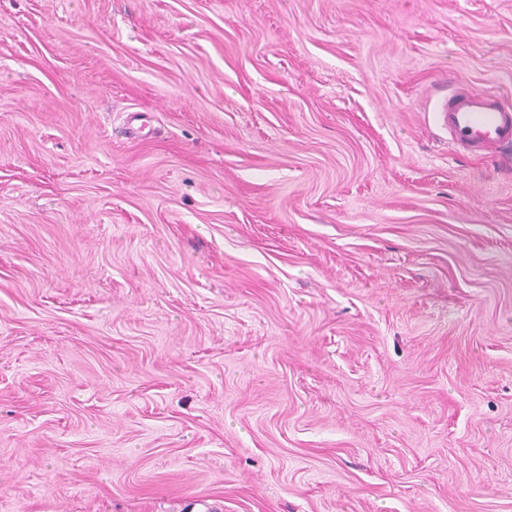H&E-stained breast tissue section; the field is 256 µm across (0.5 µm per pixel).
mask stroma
Here are the masks:
<instances>
[{
	"instance_id": "35a3bbf8",
	"label": "stroma",
	"mask_w": 512,
	"mask_h": 512,
	"mask_svg": "<svg viewBox=\"0 0 512 512\" xmlns=\"http://www.w3.org/2000/svg\"><path fill=\"white\" fill-rule=\"evenodd\" d=\"M512 0H0V512H512ZM437 114L448 130V143L453 151L491 155L512 144V112L480 89L453 95Z\"/></svg>"
}]
</instances>
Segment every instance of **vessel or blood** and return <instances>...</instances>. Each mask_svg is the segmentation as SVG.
Listing matches in <instances>:
<instances>
[{"label": "vessel or blood", "mask_w": 512, "mask_h": 512, "mask_svg": "<svg viewBox=\"0 0 512 512\" xmlns=\"http://www.w3.org/2000/svg\"><path fill=\"white\" fill-rule=\"evenodd\" d=\"M448 130L453 149L490 155L512 144V112L482 90L470 89L453 95L438 112Z\"/></svg>", "instance_id": "1"}]
</instances>
